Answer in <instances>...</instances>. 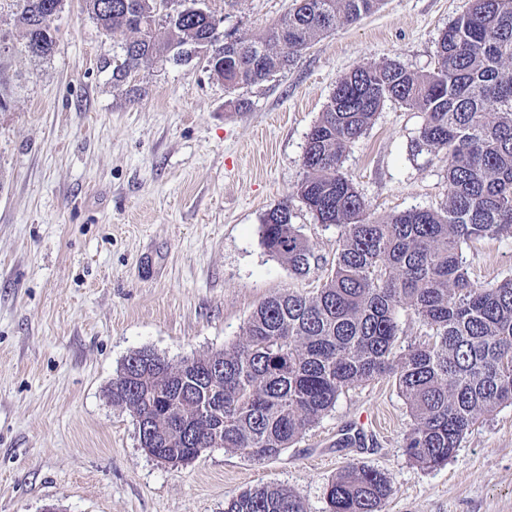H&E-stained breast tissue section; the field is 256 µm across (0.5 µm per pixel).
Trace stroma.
Wrapping results in <instances>:
<instances>
[{
  "label": "stroma",
  "mask_w": 512,
  "mask_h": 512,
  "mask_svg": "<svg viewBox=\"0 0 512 512\" xmlns=\"http://www.w3.org/2000/svg\"><path fill=\"white\" fill-rule=\"evenodd\" d=\"M224 28L259 34L293 0H205ZM470 0H384L326 33L272 80L232 91L204 58L141 64L115 81L126 40L65 0L50 55L23 47L20 0H0V512H224L283 484L307 512L346 465L386 474V512H512V405L481 416L447 464L409 459L411 415L394 378L344 391L292 447L255 461L216 448L175 468L149 456L108 389L147 349L169 361L239 342L255 308L310 295L335 228L300 202L291 221L320 262L295 275L264 246L267 213L305 176L306 136L337 81L394 60L433 69L436 41ZM420 112L385 102L340 171L372 218L437 208L447 162L415 149ZM472 277L512 278V238L464 245ZM360 443L340 446L345 433Z\"/></svg>",
  "instance_id": "obj_1"
}]
</instances>
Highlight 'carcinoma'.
Here are the masks:
<instances>
[{
  "instance_id": "carcinoma-1",
  "label": "carcinoma",
  "mask_w": 512,
  "mask_h": 512,
  "mask_svg": "<svg viewBox=\"0 0 512 512\" xmlns=\"http://www.w3.org/2000/svg\"><path fill=\"white\" fill-rule=\"evenodd\" d=\"M23 48L48 56L58 0H22ZM167 13L155 0H84L107 33L127 35L112 77L150 59L185 62L201 42L220 49L207 64L227 90L260 84L325 33L373 13L383 0H294L264 35L215 34L214 12L196 0ZM433 71L395 61L358 66L337 83L306 136L305 176L261 225L262 239L291 270L306 274L315 248L291 223L298 199L319 223L335 227L336 258L313 295L263 300L243 339L172 363L151 352L125 359L109 390L112 404L144 416L148 453L188 463L217 447L264 461L291 447L330 412L345 390L392 376L412 416L409 458L422 467L448 462L477 419L512 405V278L472 280L463 245L512 237V0H471L448 24ZM394 101L423 115L415 148L448 161V198L439 209L414 208L370 218L365 200L340 172L342 158ZM412 311L429 339L393 352L398 313ZM180 436L172 442L170 437ZM388 477L350 464L326 487L329 512H383ZM224 512H307L283 485L224 500Z\"/></svg>"
}]
</instances>
